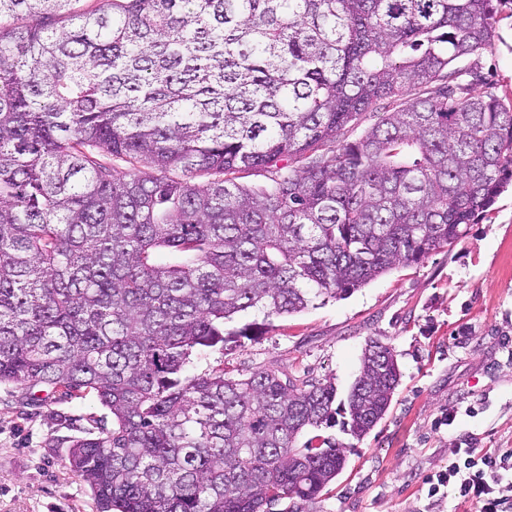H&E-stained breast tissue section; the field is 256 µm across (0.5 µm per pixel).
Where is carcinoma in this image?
I'll list each match as a JSON object with an SVG mask.
<instances>
[{
    "mask_svg": "<svg viewBox=\"0 0 512 512\" xmlns=\"http://www.w3.org/2000/svg\"><path fill=\"white\" fill-rule=\"evenodd\" d=\"M77 2L0 0V384L109 411L69 452L97 512H298L346 465L296 445L335 420L332 383L191 357L235 315L340 298L489 208L512 107L458 63L492 45L494 0ZM400 378L369 340L351 436Z\"/></svg>",
    "mask_w": 512,
    "mask_h": 512,
    "instance_id": "1",
    "label": "carcinoma"
}]
</instances>
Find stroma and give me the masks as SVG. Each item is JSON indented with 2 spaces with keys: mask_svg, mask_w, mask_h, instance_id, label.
Masks as SVG:
<instances>
[{
  "mask_svg": "<svg viewBox=\"0 0 512 512\" xmlns=\"http://www.w3.org/2000/svg\"><path fill=\"white\" fill-rule=\"evenodd\" d=\"M495 4L496 36L475 90L512 105V0ZM269 321L265 335L195 355L193 372L304 371L332 380L343 403L372 337L393 349L401 371L386 415L363 440L337 425L300 436L342 443L347 458L303 512H463L453 498L428 497L426 479L452 449L512 450V182L451 250ZM103 413L91 396L25 407L0 385V512H96L68 455ZM449 414L452 425L442 424Z\"/></svg>",
  "mask_w": 512,
  "mask_h": 512,
  "instance_id": "obj_1",
  "label": "stroma"
}]
</instances>
